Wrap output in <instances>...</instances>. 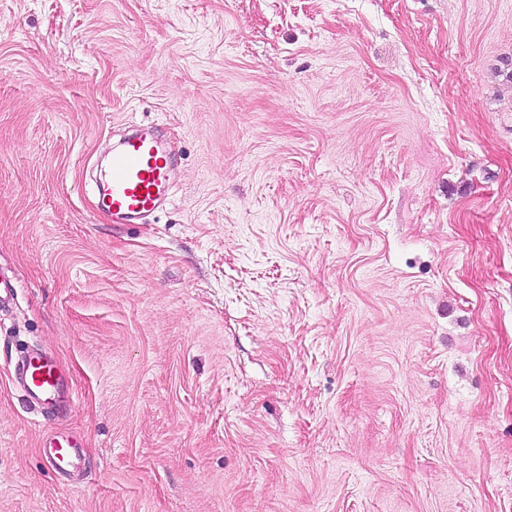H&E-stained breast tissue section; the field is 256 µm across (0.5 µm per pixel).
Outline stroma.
Masks as SVG:
<instances>
[{
	"instance_id": "1",
	"label": "stroma",
	"mask_w": 512,
	"mask_h": 512,
	"mask_svg": "<svg viewBox=\"0 0 512 512\" xmlns=\"http://www.w3.org/2000/svg\"><path fill=\"white\" fill-rule=\"evenodd\" d=\"M508 61L512 0H0V512H512ZM169 158L150 128H138L112 151L98 189L103 205L118 220L133 223L155 211L170 192ZM21 391L33 406L56 405L65 392V384L50 357L36 354L18 369ZM44 454L50 466L55 471L65 470L69 466H76L78 443L69 437H59L47 443L43 442Z\"/></svg>"
}]
</instances>
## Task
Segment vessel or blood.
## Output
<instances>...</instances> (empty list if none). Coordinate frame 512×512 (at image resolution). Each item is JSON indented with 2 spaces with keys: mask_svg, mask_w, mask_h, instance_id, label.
I'll list each match as a JSON object with an SVG mask.
<instances>
[{
  "mask_svg": "<svg viewBox=\"0 0 512 512\" xmlns=\"http://www.w3.org/2000/svg\"><path fill=\"white\" fill-rule=\"evenodd\" d=\"M169 158L148 128H138L121 142L110 159L105 180L98 189L103 205L118 220L132 223L155 211L170 192ZM20 388L35 406L57 404L65 384L50 357L36 354L18 369ZM77 443L60 437L44 446L50 466L57 471L76 465Z\"/></svg>",
  "mask_w": 512,
  "mask_h": 512,
  "instance_id": "1",
  "label": "vessel or blood"
}]
</instances>
